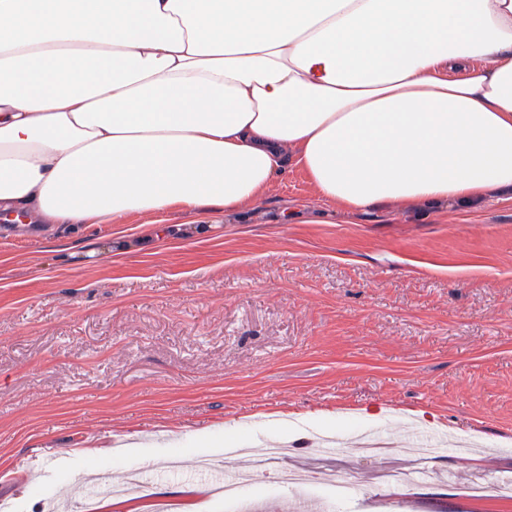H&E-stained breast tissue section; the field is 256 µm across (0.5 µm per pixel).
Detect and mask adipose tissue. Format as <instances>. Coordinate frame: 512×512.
<instances>
[{
    "label": "adipose tissue",
    "mask_w": 512,
    "mask_h": 512,
    "mask_svg": "<svg viewBox=\"0 0 512 512\" xmlns=\"http://www.w3.org/2000/svg\"><path fill=\"white\" fill-rule=\"evenodd\" d=\"M512 193V0H0V213Z\"/></svg>",
    "instance_id": "obj_1"
}]
</instances>
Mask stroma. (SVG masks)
Instances as JSON below:
<instances>
[{"instance_id": "stroma-1", "label": "stroma", "mask_w": 512, "mask_h": 512, "mask_svg": "<svg viewBox=\"0 0 512 512\" xmlns=\"http://www.w3.org/2000/svg\"><path fill=\"white\" fill-rule=\"evenodd\" d=\"M414 430L432 475L389 489L422 467ZM283 445L357 500L268 478L206 501L239 449ZM100 471L137 474L144 512H181L165 485L205 512H512L465 495L512 479V197L345 214L291 168L236 213L0 233V503L103 512Z\"/></svg>"}]
</instances>
